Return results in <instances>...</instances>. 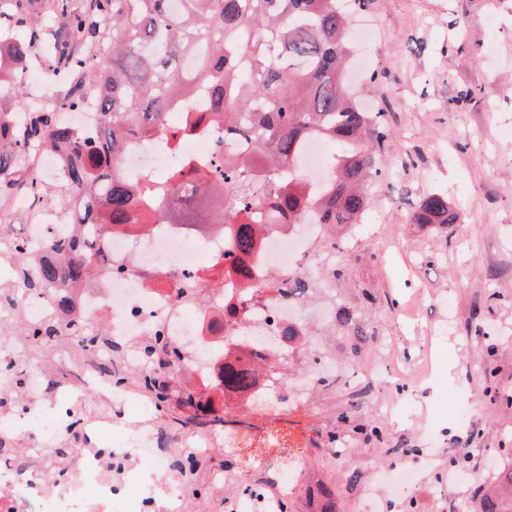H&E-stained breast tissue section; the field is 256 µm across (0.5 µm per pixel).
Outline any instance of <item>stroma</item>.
Returning a JSON list of instances; mask_svg holds the SVG:
<instances>
[{
  "instance_id": "obj_1",
  "label": "stroma",
  "mask_w": 512,
  "mask_h": 512,
  "mask_svg": "<svg viewBox=\"0 0 512 512\" xmlns=\"http://www.w3.org/2000/svg\"><path fill=\"white\" fill-rule=\"evenodd\" d=\"M466 28H455L457 15ZM364 20L375 23L367 93L386 112L394 156L406 159L376 190L369 212L348 237L340 261L346 277L335 294L356 309L370 333L351 359L343 330H326L336 358L361 376L407 359L412 370L376 393V400L415 398L413 412L387 418L352 407L348 382L308 383L287 406L261 399L237 414L240 446L213 454L210 468L231 471L222 490L190 495L183 512H231L244 491L266 474L302 468L288 512H321L320 486L335 493L336 512H366L379 496L385 512H475L474 475L485 483L512 469V406L482 396L486 373L512 395V0H369ZM447 194L457 223L430 232L411 223L419 198ZM348 413L351 427L338 417ZM380 426L367 441L353 426ZM339 431L338 447L327 445ZM466 456L467 473L450 479L448 456ZM410 467L405 492L382 487L383 475ZM359 473L347 484L345 470Z\"/></svg>"
}]
</instances>
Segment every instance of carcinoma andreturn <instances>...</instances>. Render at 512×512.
Wrapping results in <instances>:
<instances>
[{
    "label": "carcinoma",
    "instance_id": "1",
    "mask_svg": "<svg viewBox=\"0 0 512 512\" xmlns=\"http://www.w3.org/2000/svg\"><path fill=\"white\" fill-rule=\"evenodd\" d=\"M4 1L0 29L23 35L10 39L0 74H18L39 53L55 75L81 72L95 79L101 115L98 127L82 134L56 122L52 106L0 110V142H9L0 146V198L25 195L38 205L46 190L32 177L30 158L38 151L59 152L69 167L65 182L53 192L55 202L86 229L79 240L53 243L58 263L41 272H30L24 260L17 265L15 276L29 288L61 294L88 284L98 267V239L114 224L145 223L137 205L150 190L121 181L115 169L126 142L164 130L171 104L197 82L211 89V112L224 121V139L248 140L255 158L247 163L226 155L224 165L197 174L198 183L187 189L190 205L178 198L182 172L174 169L165 211L173 223L202 227L225 222L226 181L236 188V211L255 217L257 224H298L309 206L324 224H357L370 210L384 175L381 159L390 153L393 136L386 112L361 111L345 81L352 14L366 6L365 0H181L177 16L171 15L169 0H51L52 24L44 27L34 24L40 0ZM105 26L112 29L108 61L92 64L86 50ZM201 45L206 53L196 71L177 67ZM315 136L335 151L327 182L312 194L293 167L305 142ZM284 169L288 179L281 180L278 173ZM410 220L434 229L456 223L457 213L447 195L430 191L419 199ZM7 248L28 250L1 216L0 250ZM338 325L354 339L351 353H359L367 341L359 314L340 307ZM16 332L44 350L59 343L62 329L54 319L30 324L16 315L0 320V335ZM140 356L141 382L169 424H224V416L208 410L205 398L159 381L153 368L174 362L177 351L154 338L142 343ZM254 382L252 373L224 364V390H242ZM483 394L512 405L491 373ZM80 447L81 435L74 429L54 448L47 476L73 474ZM208 461L186 456L177 468L192 478ZM480 492V512H512V474L497 492Z\"/></svg>",
    "mask_w": 512,
    "mask_h": 512
}]
</instances>
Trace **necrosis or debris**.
Wrapping results in <instances>:
<instances>
[{
	"instance_id": "necrosis-or-debris-1",
	"label": "necrosis or debris",
	"mask_w": 512,
	"mask_h": 512,
	"mask_svg": "<svg viewBox=\"0 0 512 512\" xmlns=\"http://www.w3.org/2000/svg\"><path fill=\"white\" fill-rule=\"evenodd\" d=\"M206 86L178 100L168 130L127 142L117 168L121 180L136 187L167 185L169 171L183 160L197 166L216 164L228 146L224 127L206 112ZM10 208L29 209L23 239L30 245L31 266L54 261L48 242L69 237L73 219L55 206L29 208L17 196ZM147 228L128 226L105 237L109 257L94 281L70 295L68 313H60L53 293L31 292L12 272L18 255H0V275L10 278L22 311L30 321L60 317L65 331L62 353L41 359L25 356L16 339L0 338V393L12 391L16 378L25 381V407L0 409V437L28 442L29 464L15 469L0 461V512H19L30 500L40 512H143L152 495L171 503L183 501L191 485L176 473L174 461L183 453L214 454L219 443L213 430L194 429L178 442L161 443L160 415L152 396L138 381L123 387L112 383L116 372L140 371L139 345L154 336L167 337L179 352L161 376H176L201 394L223 398L224 351L238 353L240 367L253 368L257 357L293 354L297 343L316 347L312 327L337 323L336 300L318 305L284 294L289 278L300 275L324 283L337 265L335 249L322 247L326 233L315 210L301 223L265 225L251 251L239 255L236 222L215 224L196 233L185 224L170 223L163 208H146ZM101 332L106 344L88 347L75 326ZM206 374H199V367ZM54 377L43 387V377ZM114 400L139 410L123 446L108 447L106 438L123 426L121 417L88 414L87 395ZM83 430L84 455L80 468L65 478L46 476L40 449L55 447L71 422ZM300 479L297 469L277 471L267 478L273 494L256 501L244 494L235 512H276L279 500Z\"/></svg>"
}]
</instances>
